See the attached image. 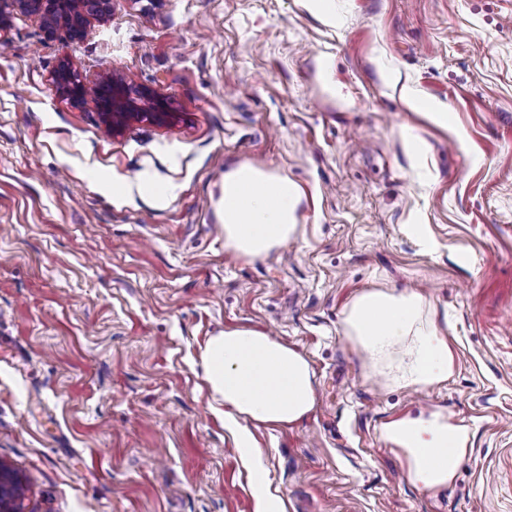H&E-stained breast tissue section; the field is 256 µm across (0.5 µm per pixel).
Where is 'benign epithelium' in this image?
<instances>
[{
    "mask_svg": "<svg viewBox=\"0 0 512 512\" xmlns=\"http://www.w3.org/2000/svg\"><path fill=\"white\" fill-rule=\"evenodd\" d=\"M112 0H0V29L17 14H35L48 32L62 29L79 39L85 36L90 19L104 20L111 12ZM56 90L74 105L93 102L107 132L121 133L131 122L168 125L182 117L170 100L156 89L135 85L112 74L90 86L70 63L62 62L52 76Z\"/></svg>",
    "mask_w": 512,
    "mask_h": 512,
    "instance_id": "benign-epithelium-1",
    "label": "benign epithelium"
}]
</instances>
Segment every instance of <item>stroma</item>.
<instances>
[{
    "instance_id": "stroma-1",
    "label": "stroma",
    "mask_w": 512,
    "mask_h": 512,
    "mask_svg": "<svg viewBox=\"0 0 512 512\" xmlns=\"http://www.w3.org/2000/svg\"><path fill=\"white\" fill-rule=\"evenodd\" d=\"M64 61L90 84L152 86L186 118L110 136L55 90ZM242 161L301 190L297 236L262 261L227 251L216 215ZM142 176L163 199L113 196ZM369 289L431 301L447 382L373 376L341 324ZM236 326L314 370L306 419L252 430L284 512H512V0H112L79 42L35 15L0 31L8 507L255 512L193 365ZM435 411L473 439L426 492L380 427Z\"/></svg>"
}]
</instances>
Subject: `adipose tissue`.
Here are the masks:
<instances>
[{
  "label": "adipose tissue",
  "instance_id": "1",
  "mask_svg": "<svg viewBox=\"0 0 512 512\" xmlns=\"http://www.w3.org/2000/svg\"><path fill=\"white\" fill-rule=\"evenodd\" d=\"M298 186L249 162L224 176L217 210L224 245L238 257L266 258L297 233ZM346 337L381 369L385 384L426 389L448 379L453 361L435 310L415 291L373 289L356 296L343 315ZM204 381L224 405L237 448L252 459L247 422L295 424L313 409L314 372L297 350L249 327L211 336L200 352ZM402 459L408 481L434 491L454 477L470 444L467 426L438 412L403 415L381 428Z\"/></svg>",
  "mask_w": 512,
  "mask_h": 512
}]
</instances>
